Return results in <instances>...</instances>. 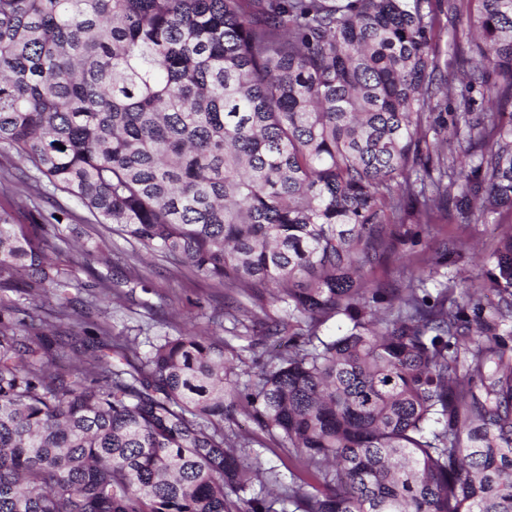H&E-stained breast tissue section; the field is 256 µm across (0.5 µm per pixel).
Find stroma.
Instances as JSON below:
<instances>
[{"label": "stroma", "mask_w": 512, "mask_h": 512, "mask_svg": "<svg viewBox=\"0 0 512 512\" xmlns=\"http://www.w3.org/2000/svg\"><path fill=\"white\" fill-rule=\"evenodd\" d=\"M28 168L27 161L13 151L0 150V212H8L13 223L23 225L31 236L40 239L54 262L80 283L73 320L82 324L86 337L94 336L95 324L107 321L112 325L114 341L135 342L139 353L144 354L150 349V338L174 336L190 326L212 329L223 321L225 306L239 302L252 307V300L238 299L235 292L198 276L190 268L177 269L160 257L145 255L136 244L107 226L90 221L83 207L66 194L52 191L45 184L20 181L21 172ZM62 209L70 218L59 223L55 217ZM510 223L512 214L506 212L470 224L456 209L441 210L431 226L420 229L421 242L415 251L399 247L387 252L382 262L368 270L367 279L375 286L401 285L421 261L433 256L450 239L469 261L449 267V275L479 278L486 270L492 245ZM132 267L144 269L145 285H124L110 301H95L88 286L96 277L118 278ZM0 305L12 307L16 318L43 324L46 333L64 329L54 317L53 299L28 288L25 275L0 283ZM224 430L263 443L264 466L287 473V454L276 447L267 448V436L244 412H236L233 420L225 421Z\"/></svg>", "instance_id": "obj_1"}]
</instances>
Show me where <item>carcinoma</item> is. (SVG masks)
Instances as JSON below:
<instances>
[{
    "mask_svg": "<svg viewBox=\"0 0 512 512\" xmlns=\"http://www.w3.org/2000/svg\"><path fill=\"white\" fill-rule=\"evenodd\" d=\"M0 0V147L98 224L286 315L63 369L0 307V512H512V231L478 287L366 270L443 201L512 213V0ZM466 29L448 81L436 41ZM495 107L475 111L473 92ZM455 102L448 111V101ZM65 149H60V146ZM71 274L0 214V280ZM340 316L343 334L319 326ZM247 413L300 470L286 483ZM259 489H254V485ZM224 431L231 435V432L238 434L240 437H247L252 441H259L270 447L271 450L260 448L257 443L253 448L261 453V460L265 467H275L288 481V466L292 467L291 462L288 460V455L281 449L276 448L267 436L263 434L241 410H237L233 420L224 419Z\"/></svg>",
    "mask_w": 512,
    "mask_h": 512,
    "instance_id": "1",
    "label": "carcinoma"
}]
</instances>
